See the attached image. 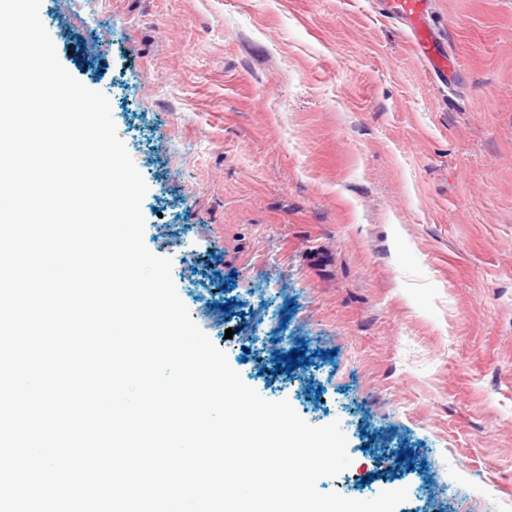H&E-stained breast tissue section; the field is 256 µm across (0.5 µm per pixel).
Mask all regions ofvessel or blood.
<instances>
[{"mask_svg":"<svg viewBox=\"0 0 512 512\" xmlns=\"http://www.w3.org/2000/svg\"><path fill=\"white\" fill-rule=\"evenodd\" d=\"M371 4L376 13L403 26L414 52L434 77L452 84L456 68L434 24V0H371Z\"/></svg>","mask_w":512,"mask_h":512,"instance_id":"b4317fda","label":"vessel or blood"}]
</instances>
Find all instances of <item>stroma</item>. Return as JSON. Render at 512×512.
Instances as JSON below:
<instances>
[{"label":"stroma","instance_id":"35a3bbf8","mask_svg":"<svg viewBox=\"0 0 512 512\" xmlns=\"http://www.w3.org/2000/svg\"><path fill=\"white\" fill-rule=\"evenodd\" d=\"M434 11L448 88L369 0L41 2L194 323L262 398L339 422L319 490L512 512V0Z\"/></svg>","mask_w":512,"mask_h":512}]
</instances>
